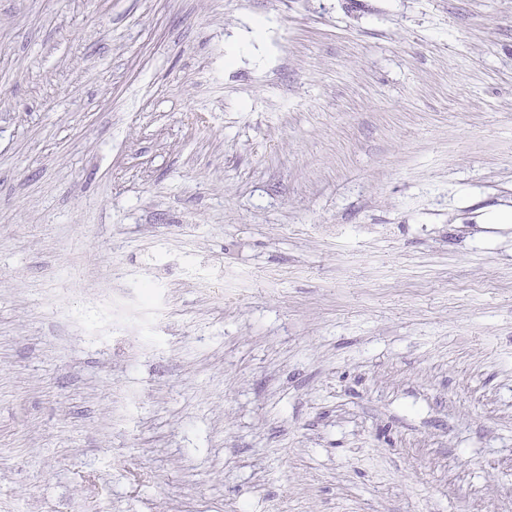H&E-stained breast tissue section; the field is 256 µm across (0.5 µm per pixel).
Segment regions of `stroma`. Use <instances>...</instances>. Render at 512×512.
<instances>
[{
    "label": "stroma",
    "instance_id": "1",
    "mask_svg": "<svg viewBox=\"0 0 512 512\" xmlns=\"http://www.w3.org/2000/svg\"><path fill=\"white\" fill-rule=\"evenodd\" d=\"M501 206L512 0H0V512H512Z\"/></svg>",
    "mask_w": 512,
    "mask_h": 512
}]
</instances>
